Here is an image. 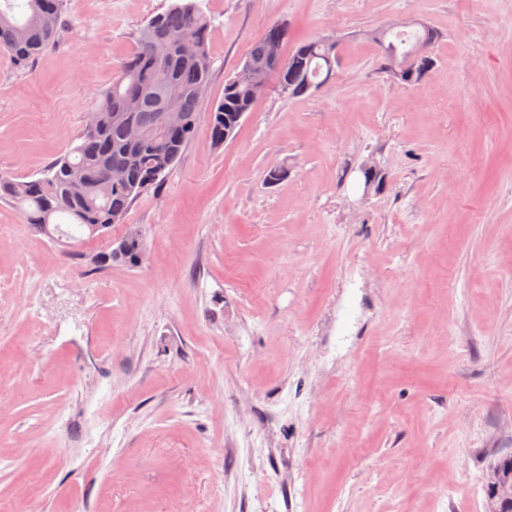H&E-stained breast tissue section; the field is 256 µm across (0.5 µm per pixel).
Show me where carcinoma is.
I'll list each match as a JSON object with an SVG mask.
<instances>
[{"label":"carcinoma","instance_id":"cac0c4a2","mask_svg":"<svg viewBox=\"0 0 512 512\" xmlns=\"http://www.w3.org/2000/svg\"><path fill=\"white\" fill-rule=\"evenodd\" d=\"M64 0H0V47L14 61L29 64L57 37ZM210 19L194 0L174 3L151 16L140 28L136 49L126 58L112 88L101 96L79 143L27 181L0 177V199L16 204L26 223L54 237L70 234L56 222L60 216L93 237L114 224L123 223L134 202L161 184L200 130L201 94L211 76L213 61L208 51ZM422 32L375 33L384 69L405 85H415L432 69V45L437 32L421 25ZM197 44L196 55L184 56L181 42ZM278 44L275 53L271 42ZM288 27L272 24L253 43L246 60L266 83L288 89L290 99L307 95L329 79L338 62V45L322 39L298 42L283 55ZM162 67L171 89L169 106L182 114V124L162 129L160 97L148 92L150 76ZM256 103L252 87L231 76L224 83L222 99L211 109L206 129L213 142L222 144ZM145 136L133 141L128 124ZM122 182L112 181V171ZM144 251L142 235L128 230L117 246L96 258L103 265L136 266ZM488 490L495 512H512V456L493 464Z\"/></svg>","mask_w":512,"mask_h":512}]
</instances>
